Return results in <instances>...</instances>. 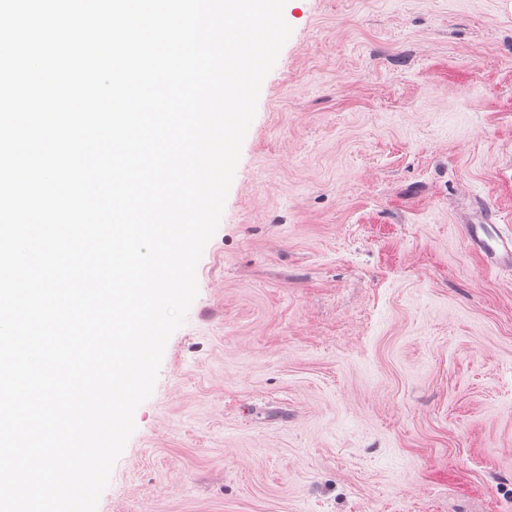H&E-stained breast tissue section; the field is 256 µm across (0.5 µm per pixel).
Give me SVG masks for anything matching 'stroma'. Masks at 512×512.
Instances as JSON below:
<instances>
[{
    "label": "stroma",
    "mask_w": 512,
    "mask_h": 512,
    "mask_svg": "<svg viewBox=\"0 0 512 512\" xmlns=\"http://www.w3.org/2000/svg\"><path fill=\"white\" fill-rule=\"evenodd\" d=\"M97 512H512V0H287ZM483 224H469L466 227V235L471 244L479 249L489 247L497 264L512 267V232L498 236L495 239L494 247L485 243L480 237L483 231Z\"/></svg>",
    "instance_id": "35a3bbf8"
}]
</instances>
